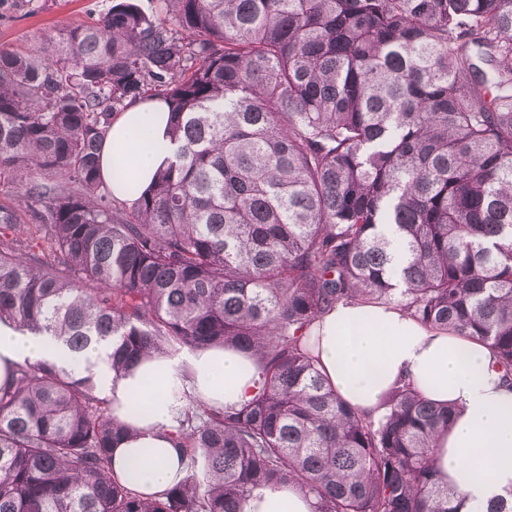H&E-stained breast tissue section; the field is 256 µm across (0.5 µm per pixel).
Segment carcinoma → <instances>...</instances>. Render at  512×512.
<instances>
[{
  "mask_svg": "<svg viewBox=\"0 0 512 512\" xmlns=\"http://www.w3.org/2000/svg\"><path fill=\"white\" fill-rule=\"evenodd\" d=\"M0 49V323L118 377L228 347L262 383L189 398L165 492L118 481L128 427L92 366L0 385V512H244L298 486L316 512H460L432 452L453 408L407 384L375 422L308 342L338 302H395L489 344L512 381V0H158ZM170 104L174 160L132 205L100 152L114 110ZM383 224L392 226L390 237Z\"/></svg>",
  "mask_w": 512,
  "mask_h": 512,
  "instance_id": "carcinoma-1",
  "label": "carcinoma"
}]
</instances>
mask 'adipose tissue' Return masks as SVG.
Listing matches in <instances>:
<instances>
[{
	"instance_id": "adipose-tissue-1",
	"label": "adipose tissue",
	"mask_w": 512,
	"mask_h": 512,
	"mask_svg": "<svg viewBox=\"0 0 512 512\" xmlns=\"http://www.w3.org/2000/svg\"><path fill=\"white\" fill-rule=\"evenodd\" d=\"M169 128V108L156 97L127 102L113 117L100 166L115 199L134 202V190H146L169 164L176 151ZM156 142L161 150H153ZM309 336L325 378L365 417L381 419L385 394L404 382L432 402L457 407L454 422L435 440L434 458L440 479L463 495L460 512H482L512 491V386L487 344L432 330L394 303L354 300L322 314ZM66 357L49 338L0 324V384L19 363ZM83 358L94 363L113 417L132 426L131 436L112 450L114 474L145 494L161 493L189 472V459L172 442L186 395L215 408L237 407L253 397L259 381L256 360L226 347L144 360L119 378L108 367L105 349H88ZM133 399L139 403L134 416L128 411ZM315 507L314 496L300 488L261 487L245 512Z\"/></svg>"
}]
</instances>
